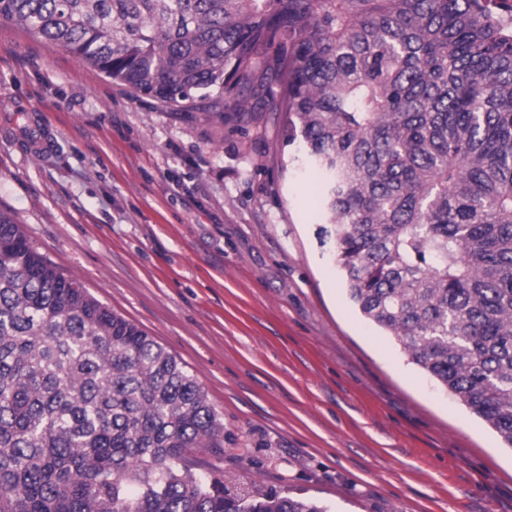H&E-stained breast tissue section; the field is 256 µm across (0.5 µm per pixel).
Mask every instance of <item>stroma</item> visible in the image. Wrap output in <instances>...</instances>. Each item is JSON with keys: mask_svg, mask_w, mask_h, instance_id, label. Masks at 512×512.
Wrapping results in <instances>:
<instances>
[{"mask_svg": "<svg viewBox=\"0 0 512 512\" xmlns=\"http://www.w3.org/2000/svg\"><path fill=\"white\" fill-rule=\"evenodd\" d=\"M238 96L195 119L2 20L0 209L197 378L224 421L199 465L330 512H512V450L354 308L319 171Z\"/></svg>", "mask_w": 512, "mask_h": 512, "instance_id": "35a3bbf8", "label": "stroma"}]
</instances>
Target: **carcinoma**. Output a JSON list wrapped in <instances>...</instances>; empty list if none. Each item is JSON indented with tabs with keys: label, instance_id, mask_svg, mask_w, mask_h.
Listing matches in <instances>:
<instances>
[{
	"label": "carcinoma",
	"instance_id": "1",
	"mask_svg": "<svg viewBox=\"0 0 512 512\" xmlns=\"http://www.w3.org/2000/svg\"><path fill=\"white\" fill-rule=\"evenodd\" d=\"M488 0H0L136 95L249 89L322 173L359 312L512 448V29ZM197 379L0 210V512H328L194 471Z\"/></svg>",
	"mask_w": 512,
	"mask_h": 512
}]
</instances>
